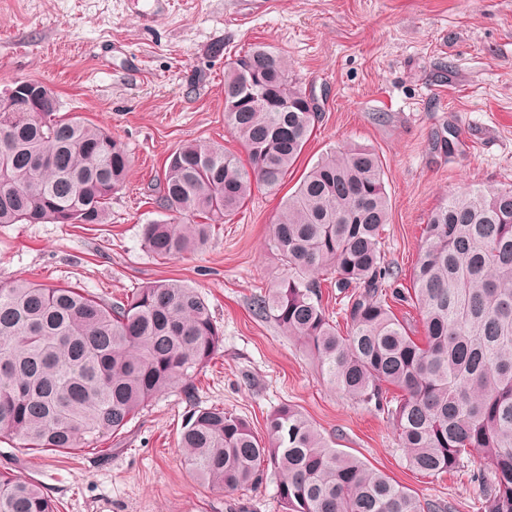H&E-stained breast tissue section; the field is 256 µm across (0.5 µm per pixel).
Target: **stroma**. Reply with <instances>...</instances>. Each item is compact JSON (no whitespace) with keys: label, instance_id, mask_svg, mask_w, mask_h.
I'll list each match as a JSON object with an SVG mask.
<instances>
[{"label":"stroma","instance_id":"obj_1","mask_svg":"<svg viewBox=\"0 0 512 512\" xmlns=\"http://www.w3.org/2000/svg\"><path fill=\"white\" fill-rule=\"evenodd\" d=\"M254 44L284 55L320 119L281 187L255 190L202 251L156 259L143 229L169 217L154 191L167 157L194 139L242 151L224 125V68ZM20 79L48 86L60 114L111 132L131 170L109 223L0 224V283L120 301L177 280L205 300L224 340L193 394L157 397L96 451L43 455L5 440L0 469L42 485L59 512H283L277 472L254 489L215 490L185 470L177 441L193 407H222L261 437L267 414L288 404L423 502L484 512L469 468L409 470L386 415L329 386L303 342L253 301L287 278L268 246L272 226L330 150L382 159L384 251L407 288L432 211L469 188H512V0H0V92Z\"/></svg>","mask_w":512,"mask_h":512}]
</instances>
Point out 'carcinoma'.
<instances>
[{
	"instance_id": "obj_1",
	"label": "carcinoma",
	"mask_w": 512,
	"mask_h": 512,
	"mask_svg": "<svg viewBox=\"0 0 512 512\" xmlns=\"http://www.w3.org/2000/svg\"><path fill=\"white\" fill-rule=\"evenodd\" d=\"M0 96V224H105L130 169L104 128ZM318 119L288 61L266 45L224 69V124L246 158L204 140L182 144L156 185L170 219L144 242L172 260L205 246L258 187H278ZM389 223L383 162L366 148L326 153L273 224L270 248L291 269L255 299L303 341L331 387L392 422L409 468L437 476L478 453L472 480L486 512H512V189L453 194L432 213L413 272L397 283L382 255ZM340 297L347 335L322 304ZM417 309L423 334L392 305ZM223 332L205 300L177 280L109 302L73 286L0 284V439L72 455L118 433L154 397L185 393ZM188 471L226 492L279 475L284 512H431L408 488L333 448L299 409L267 417L265 438L214 406L192 410L178 441ZM0 512H58L32 481L0 471Z\"/></svg>"
}]
</instances>
